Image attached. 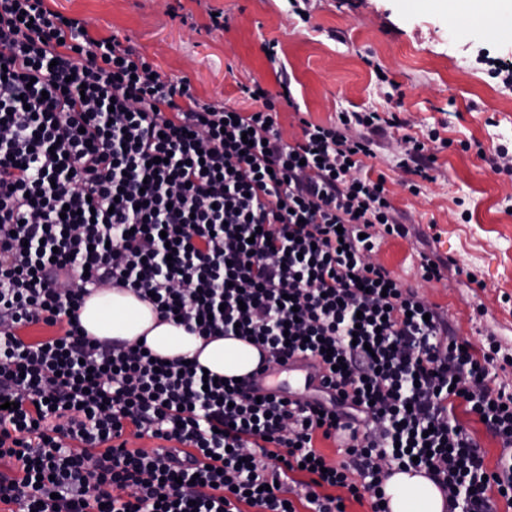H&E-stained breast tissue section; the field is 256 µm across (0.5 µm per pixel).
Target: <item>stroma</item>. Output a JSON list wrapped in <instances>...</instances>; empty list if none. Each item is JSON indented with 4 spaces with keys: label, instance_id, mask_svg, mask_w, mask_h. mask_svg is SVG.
Wrapping results in <instances>:
<instances>
[{
    "label": "stroma",
    "instance_id": "obj_1",
    "mask_svg": "<svg viewBox=\"0 0 512 512\" xmlns=\"http://www.w3.org/2000/svg\"><path fill=\"white\" fill-rule=\"evenodd\" d=\"M87 20L102 36L130 38L165 75L188 77L203 100L248 106L244 85L278 92L287 71L295 107H278L287 140L301 119L328 125L343 112L397 113L360 175L384 180L407 237H384L372 259L418 287L448 315L455 335L481 350L488 336L512 349V173L489 160L512 151V85L495 77L512 63V36L495 35L493 8L459 0H315L302 21L287 0H45ZM225 27L208 30V8ZM276 41L277 56L265 45ZM434 161L422 178L406 139L427 140ZM447 259L424 282L421 254Z\"/></svg>",
    "mask_w": 512,
    "mask_h": 512
}]
</instances>
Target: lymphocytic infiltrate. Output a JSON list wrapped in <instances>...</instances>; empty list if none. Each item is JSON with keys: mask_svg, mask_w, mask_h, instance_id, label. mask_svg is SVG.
Listing matches in <instances>:
<instances>
[{"mask_svg": "<svg viewBox=\"0 0 512 512\" xmlns=\"http://www.w3.org/2000/svg\"><path fill=\"white\" fill-rule=\"evenodd\" d=\"M0 506L6 512H344L395 472L446 512L512 504V352L462 350L418 289L373 263L407 228L359 177L398 116L344 112L283 138L273 99L194 96L131 41L45 0H0ZM365 128L354 136L356 128ZM202 337L334 364L329 397L205 384L197 362L88 337L72 315L107 286ZM51 328L25 342L20 330ZM483 419L495 469L454 414ZM347 432L340 461L321 440ZM150 438L132 448L129 437Z\"/></svg>", "mask_w": 512, "mask_h": 512, "instance_id": "f902f5d3", "label": "lymphocytic infiltrate"}]
</instances>
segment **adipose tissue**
Returning a JSON list of instances; mask_svg holds the SVG:
<instances>
[{
	"mask_svg": "<svg viewBox=\"0 0 512 512\" xmlns=\"http://www.w3.org/2000/svg\"><path fill=\"white\" fill-rule=\"evenodd\" d=\"M79 319L89 336L98 339L145 340L159 357L196 359L210 374L240 378L260 360L259 350L235 336L206 339L184 326L158 319L149 302L124 288H104L88 297ZM391 512H444V498L424 474L413 470L393 474L385 483Z\"/></svg>",
	"mask_w": 512,
	"mask_h": 512,
	"instance_id": "adipose-tissue-1",
	"label": "adipose tissue"
}]
</instances>
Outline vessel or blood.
Listing matches in <instances>:
<instances>
[{
    "mask_svg": "<svg viewBox=\"0 0 512 512\" xmlns=\"http://www.w3.org/2000/svg\"><path fill=\"white\" fill-rule=\"evenodd\" d=\"M326 368L315 363L309 357L296 355L284 364L263 361L257 370L248 376L258 393L274 395L283 399L294 398V384H301L306 390L320 389L324 386Z\"/></svg>",
    "mask_w": 512,
    "mask_h": 512,
    "instance_id": "vessel-or-blood-1",
    "label": "vessel or blood"
}]
</instances>
